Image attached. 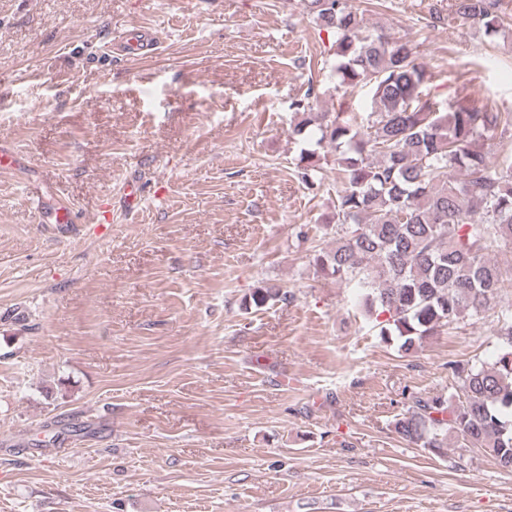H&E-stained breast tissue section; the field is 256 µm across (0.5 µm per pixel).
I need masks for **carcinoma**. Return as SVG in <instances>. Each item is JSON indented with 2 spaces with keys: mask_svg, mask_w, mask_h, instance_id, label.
<instances>
[{
  "mask_svg": "<svg viewBox=\"0 0 512 512\" xmlns=\"http://www.w3.org/2000/svg\"><path fill=\"white\" fill-rule=\"evenodd\" d=\"M319 30L334 36L339 86L371 84V112H315L312 93L293 103L292 134L314 148L300 151L297 173L308 187L334 165L332 237L314 256L316 273L359 290L358 306L379 336L409 354L424 340L483 314L512 283V152L489 161L482 140L512 131V113L486 105H444L422 95L427 79L416 46L373 26L349 0H303ZM498 0H455V14L487 35L503 24ZM331 147L334 160L319 153ZM275 285L253 289L245 307L284 302ZM498 354L457 369V400H412L393 420L395 432L442 453L452 435L482 448L512 471V308L497 315Z\"/></svg>",
  "mask_w": 512,
  "mask_h": 512,
  "instance_id": "1",
  "label": "carcinoma"
}]
</instances>
